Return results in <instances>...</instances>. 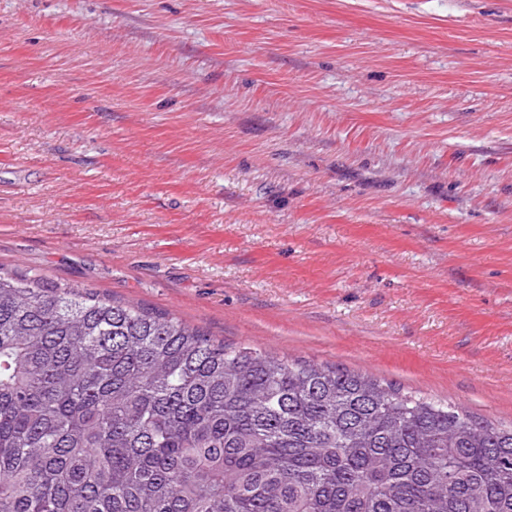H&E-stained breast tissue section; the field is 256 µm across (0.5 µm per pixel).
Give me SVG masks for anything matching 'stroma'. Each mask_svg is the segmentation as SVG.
<instances>
[{
  "label": "stroma",
  "mask_w": 512,
  "mask_h": 512,
  "mask_svg": "<svg viewBox=\"0 0 512 512\" xmlns=\"http://www.w3.org/2000/svg\"><path fill=\"white\" fill-rule=\"evenodd\" d=\"M0 266L512 421V0H0Z\"/></svg>",
  "instance_id": "stroma-1"
}]
</instances>
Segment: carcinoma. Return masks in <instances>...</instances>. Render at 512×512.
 Segmentation results:
<instances>
[{
    "label": "carcinoma",
    "mask_w": 512,
    "mask_h": 512,
    "mask_svg": "<svg viewBox=\"0 0 512 512\" xmlns=\"http://www.w3.org/2000/svg\"><path fill=\"white\" fill-rule=\"evenodd\" d=\"M0 512H512V425L0 270Z\"/></svg>",
    "instance_id": "carcinoma-1"
}]
</instances>
